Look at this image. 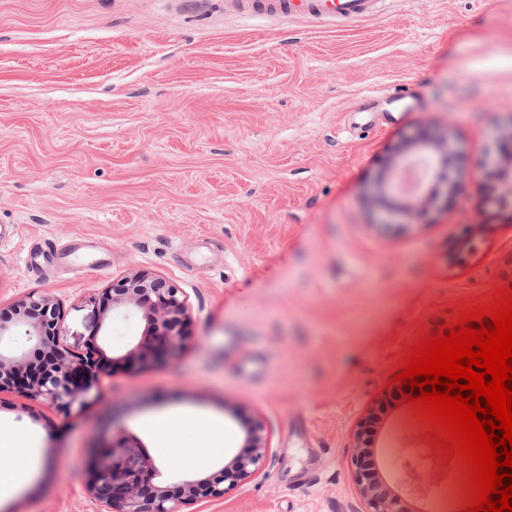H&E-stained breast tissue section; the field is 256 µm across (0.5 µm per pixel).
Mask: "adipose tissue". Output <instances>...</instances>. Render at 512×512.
<instances>
[{
    "mask_svg": "<svg viewBox=\"0 0 512 512\" xmlns=\"http://www.w3.org/2000/svg\"><path fill=\"white\" fill-rule=\"evenodd\" d=\"M156 425L174 447L187 449L184 459L187 467L201 469L207 467V460L191 455L190 449L204 436L212 440L214 453H221L227 441L224 422L217 417H208L192 412L172 411L159 417ZM18 438L16 431L0 428V498L12 494L23 482L25 471L33 470L36 459H28L26 464L13 463L14 445Z\"/></svg>",
    "mask_w": 512,
    "mask_h": 512,
    "instance_id": "ef3b65f1",
    "label": "adipose tissue"
}]
</instances>
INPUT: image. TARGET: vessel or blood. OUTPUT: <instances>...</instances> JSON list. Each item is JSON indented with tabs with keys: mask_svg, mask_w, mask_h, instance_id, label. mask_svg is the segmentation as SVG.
I'll return each instance as SVG.
<instances>
[{
	"mask_svg": "<svg viewBox=\"0 0 512 512\" xmlns=\"http://www.w3.org/2000/svg\"><path fill=\"white\" fill-rule=\"evenodd\" d=\"M379 0H225L226 10L252 17L362 21L377 13Z\"/></svg>",
	"mask_w": 512,
	"mask_h": 512,
	"instance_id": "b4317fda",
	"label": "vessel or blood"
}]
</instances>
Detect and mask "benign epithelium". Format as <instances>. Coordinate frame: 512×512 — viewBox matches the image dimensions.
Returning a JSON list of instances; mask_svg holds the SVG:
<instances>
[{
    "label": "benign epithelium",
    "instance_id": "7a95c632",
    "mask_svg": "<svg viewBox=\"0 0 512 512\" xmlns=\"http://www.w3.org/2000/svg\"><path fill=\"white\" fill-rule=\"evenodd\" d=\"M103 297L109 307L102 309L94 328L93 348L97 355L77 353L60 343L56 328L60 304L49 295L32 294L0 311V391L14 388L11 376L35 359L43 360L39 377L19 392L27 399L69 414L98 397L100 377L111 368L99 362L103 349L105 311L114 316H138L145 330L133 347L121 357L124 362L151 364L165 360L192 339L189 304L184 293L148 271H138L112 282ZM24 338L32 353L5 348ZM269 441L260 424L247 431L244 450L224 459L218 477L183 478L172 486L155 462L132 438L121 433L97 448L87 469L86 488L98 500L103 512H184L199 501L220 499L243 484L264 465ZM356 452L351 472L365 512H411L410 495L434 488L424 481L433 468L436 452L424 445L400 449L390 470L400 479H389L381 464L375 473L365 468L362 434L356 435Z\"/></svg>",
    "mask_w": 512,
    "mask_h": 512
}]
</instances>
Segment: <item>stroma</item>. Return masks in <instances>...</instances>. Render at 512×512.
<instances>
[{"instance_id": "1", "label": "stroma", "mask_w": 512, "mask_h": 512, "mask_svg": "<svg viewBox=\"0 0 512 512\" xmlns=\"http://www.w3.org/2000/svg\"><path fill=\"white\" fill-rule=\"evenodd\" d=\"M421 138L452 168L382 199ZM1 224L0 308L53 296L84 353L93 297L147 270L185 292L194 341L132 369L143 324L119 318L83 412L0 392V427L43 461L0 512H100L85 474L118 430L192 476L151 426L172 408L223 418L228 455L252 422L269 440L256 475L186 512H362L355 430L405 352L512 287V0H380L347 27L224 0H0ZM432 431L399 404L380 460Z\"/></svg>"}]
</instances>
